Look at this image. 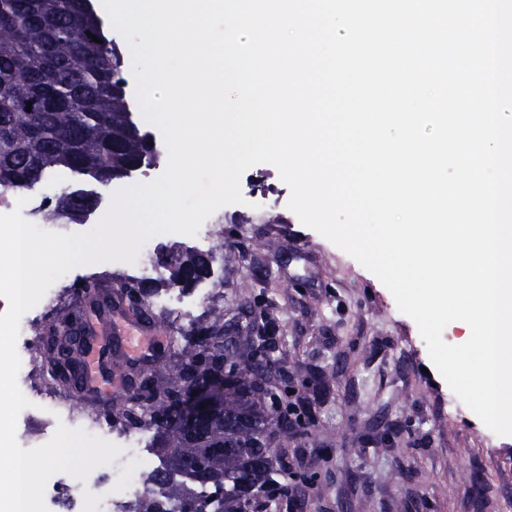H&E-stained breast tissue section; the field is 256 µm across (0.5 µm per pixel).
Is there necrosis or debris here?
<instances>
[{"label": "necrosis or debris", "instance_id": "1", "mask_svg": "<svg viewBox=\"0 0 512 512\" xmlns=\"http://www.w3.org/2000/svg\"><path fill=\"white\" fill-rule=\"evenodd\" d=\"M68 283V278H59L49 289L43 305L25 313L19 327L16 347L22 372L17 382L30 402L26 423L36 432L28 445L34 448L46 443L62 424L112 442L120 446L122 452L111 467L93 470L87 481L65 473L50 477L45 489L48 512H139L148 501L166 507V497L154 481L161 460L151 446L150 428L124 430L98 417L80 413L49 386L35 385L31 379L32 329L38 322L49 319L55 303L66 297ZM210 295L207 288L199 289L193 296L175 288H163L155 297V306L183 325L197 318L200 301Z\"/></svg>", "mask_w": 512, "mask_h": 512}]
</instances>
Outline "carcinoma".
<instances>
[{
    "label": "carcinoma",
    "mask_w": 512,
    "mask_h": 512,
    "mask_svg": "<svg viewBox=\"0 0 512 512\" xmlns=\"http://www.w3.org/2000/svg\"><path fill=\"white\" fill-rule=\"evenodd\" d=\"M122 67L91 0H0V200L46 181L55 168L108 187L155 164L157 145L128 108ZM96 203L95 195L62 190L44 218L49 224L75 219ZM213 261L171 253L161 258L170 281L185 288L208 276ZM154 292L140 283L114 295L161 331L164 324L149 300ZM250 311L248 301L238 307L235 340L224 339L222 314L174 337L162 358L138 369L139 392L123 393L104 412L127 430L162 429L153 447L165 465L156 479L172 503L168 512H281L290 503L288 485L281 482L288 461L271 447L269 435L300 434L306 422L283 405L288 380L270 384L284 364L276 341L262 337L257 344L244 335L242 315ZM81 318L76 307L37 331L42 366L68 387L79 374L77 337L60 330ZM221 371L231 379L224 386V416L201 421L190 436L170 421L172 404ZM172 473L189 483H169ZM194 484L202 494L193 492Z\"/></svg>",
    "instance_id": "cac0c4a2"
}]
</instances>
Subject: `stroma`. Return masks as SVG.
<instances>
[{
    "mask_svg": "<svg viewBox=\"0 0 512 512\" xmlns=\"http://www.w3.org/2000/svg\"><path fill=\"white\" fill-rule=\"evenodd\" d=\"M99 195L95 210L62 225L82 233L113 192L59 170L27 193L42 221L54 189ZM215 237L235 262L201 280L232 319L253 301L259 323L287 353L288 399L311 412L305 433H272L301 487L288 512H512V436L489 430L433 368L416 323L356 259L289 209L224 215Z\"/></svg>",
    "mask_w": 512,
    "mask_h": 512,
    "instance_id": "stroma-1",
    "label": "stroma"
}]
</instances>
